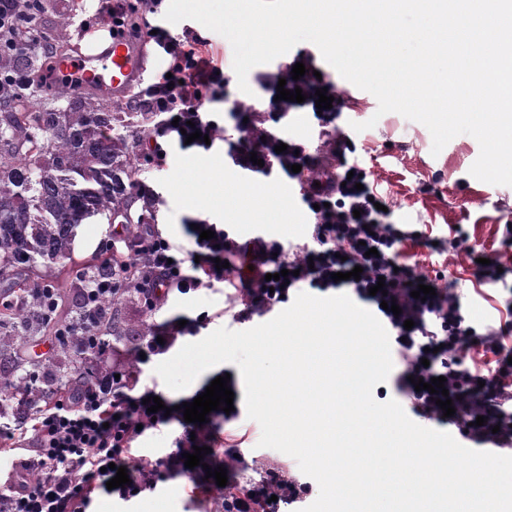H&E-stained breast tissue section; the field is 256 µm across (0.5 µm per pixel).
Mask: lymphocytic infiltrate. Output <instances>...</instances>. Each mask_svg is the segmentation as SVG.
I'll return each mask as SVG.
<instances>
[{
	"label": "lymphocytic infiltrate",
	"instance_id": "lymphocytic-infiltrate-1",
	"mask_svg": "<svg viewBox=\"0 0 512 512\" xmlns=\"http://www.w3.org/2000/svg\"><path fill=\"white\" fill-rule=\"evenodd\" d=\"M35 2L0 0V53L19 55L41 48ZM162 2L98 0L95 18L123 37L153 33L170 57L167 75L154 83L162 101L172 100L189 86L222 89L224 69L202 56L203 38L189 33L177 38L166 30H154L148 17L158 13ZM190 123L201 132V139L187 141L183 130ZM220 130L217 121L194 107L166 112L156 134L189 142L191 150L201 154L208 152L209 141L217 140ZM348 149L345 140L333 141L330 155L336 160L335 174L321 185L304 188L302 201L312 210L313 224L309 244L295 252H288L278 239L262 235L239 242L218 224L209 240L192 231L194 249L184 254L153 227L135 250L122 254L125 275L107 277L95 269L78 270L80 294L87 305L97 308L118 290L133 288L142 309L150 312L169 295L227 283L241 304L235 318L245 322L288 302L302 288L347 291L373 307L389 334L392 354L404 362L395 386L412 415L454 428L473 447L512 455V355L505 352L500 333L465 313L457 294L439 286L427 300L411 297L412 286L425 278L416 265L402 261L401 247L420 241L422 234L410 225L391 222L387 212L375 208L372 199L377 192L367 185L365 173L349 164ZM220 260L226 261V268H217ZM357 266L362 269L359 279L349 278V271ZM337 272L342 280H334ZM269 273L281 274V288L271 289L265 279ZM380 281L386 295H370V288ZM385 299L396 302L401 315L383 309ZM408 319L414 322L409 330L404 327ZM163 350L156 335H145L136 355L107 362L77 402L59 399L48 406L36 400L13 423L0 424V453H21L16 470L8 474L7 492L0 494V512H87L94 496L106 492L117 467L132 473L130 484L115 490L126 499L184 473V456L194 447H214L221 425L230 420L224 411L210 412L198 427L185 422L180 409L168 414L148 412L147 392H132L131 379L143 357ZM476 351L493 354V361L477 364L472 357ZM439 376L445 377V387L454 398V416H444L436 395L415 389L416 379ZM480 416L485 422L479 426L475 420ZM169 419L180 424L173 450L157 458L133 456L134 444ZM197 489L213 502L214 512H279L281 505L308 496L312 486L273 466L231 502L225 500L222 487L201 482Z\"/></svg>",
	"mask_w": 512,
	"mask_h": 512
}]
</instances>
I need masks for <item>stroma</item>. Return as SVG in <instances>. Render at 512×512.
<instances>
[{
  "label": "stroma",
  "instance_id": "35a3bbf8",
  "mask_svg": "<svg viewBox=\"0 0 512 512\" xmlns=\"http://www.w3.org/2000/svg\"><path fill=\"white\" fill-rule=\"evenodd\" d=\"M197 33L207 41L204 55L223 65L228 77L223 97L204 104L207 112L223 118V126L233 129L235 119L225 110L234 101L242 109L260 113L266 110L269 94L261 83L262 77L276 74L278 63L270 62L252 68L247 81L249 92H241L233 70V48L224 36L193 20L171 25L170 31ZM303 56L309 67L320 72L323 80L342 99L338 133L350 140L356 151L351 158L364 169L367 178L383 193L397 224H411L421 230L425 244L406 243L402 258L417 264L428 279L443 275L460 297L464 308L479 323L499 329L506 320L504 305L512 301V243H504L501 226L512 219V186L491 185L472 177L469 169L480 153L478 141L471 135L454 137L439 154H432V137L421 123L396 112L378 114L376 98L369 92L355 89L328 63L319 49L310 42L294 46L284 54V61ZM374 120L373 128L354 131L353 123ZM279 135L307 145L312 155H326L328 146L310 114L300 110L289 113L277 129ZM141 179L147 189L158 195L154 206V222L163 235L176 245L191 248L192 239L187 225L193 220L230 226L240 240L259 234L276 237L288 247L307 242L311 216L301 202L300 186L288 180L280 171L258 177L257 183L267 194L241 202L229 208L224 203L226 193L247 182L248 172L224 160V142L216 140L212 149L194 155L168 147L163 158H139ZM83 233L98 243L95 250L73 251L70 260L49 272L48 282L66 289L69 296L77 294V269L96 262L103 243L125 250L126 244L118 225L98 218L85 222ZM462 244H455V236ZM483 256L496 259L505 270L503 279L493 284L479 283L475 278L476 260ZM236 310L232 291L218 289L187 294L174 298L151 312L142 311L137 300L123 302L120 322L127 335L119 347L122 354L135 352L144 332H165L168 323L180 316H196L208 312L209 324L198 332L199 337L226 328L242 330L268 320L260 315L242 324L234 320ZM223 440H233L245 459L244 469L231 473L232 482L249 484L258 480L262 469L275 465L285 474L301 477L302 472L292 457L279 451L259 447V424L239 413L234 422L220 431ZM210 501L200 497L190 476L178 475L157 484L140 495L122 499L100 494L94 497L89 512H210Z\"/></svg>",
  "mask_w": 512,
  "mask_h": 512
}]
</instances>
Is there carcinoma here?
<instances>
[{
	"mask_svg": "<svg viewBox=\"0 0 512 512\" xmlns=\"http://www.w3.org/2000/svg\"><path fill=\"white\" fill-rule=\"evenodd\" d=\"M58 49L36 55L3 56L0 69L34 82L53 67ZM285 89H302V103L273 101L269 111L295 112L317 98L325 87L315 77L292 79L291 69L280 74ZM26 91L0 85V283L23 300L34 288L36 271H50L71 256L77 221L101 216L127 225V242L137 240L139 224L153 221L151 208L139 190L138 152L158 126L160 112L139 89L112 100L95 91L76 93L57 88L39 112L22 106ZM120 304L112 305V320L91 324L98 340L120 343ZM25 322L32 333L43 326L36 312L0 309V376L14 413H22L31 394L51 404L66 394L75 396L92 376L95 364L70 358L53 370L43 369L34 383L25 377L28 364L8 354L18 336L7 325Z\"/></svg>",
	"mask_w": 512,
	"mask_h": 512,
	"instance_id": "cac0c4a2",
	"label": "carcinoma"
}]
</instances>
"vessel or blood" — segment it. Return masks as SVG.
<instances>
[{"label":"vessel or blood","mask_w":512,"mask_h":512,"mask_svg":"<svg viewBox=\"0 0 512 512\" xmlns=\"http://www.w3.org/2000/svg\"><path fill=\"white\" fill-rule=\"evenodd\" d=\"M145 58V52L134 51L123 38L91 33L75 53L59 59L56 79L75 92L92 86L117 95L144 74Z\"/></svg>","instance_id":"b4317fda"}]
</instances>
